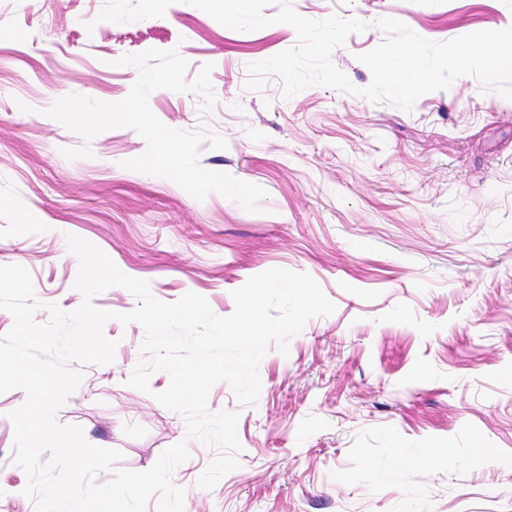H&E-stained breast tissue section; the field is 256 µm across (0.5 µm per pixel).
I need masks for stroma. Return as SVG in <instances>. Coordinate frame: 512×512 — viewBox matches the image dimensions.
<instances>
[{
  "label": "stroma",
  "mask_w": 512,
  "mask_h": 512,
  "mask_svg": "<svg viewBox=\"0 0 512 512\" xmlns=\"http://www.w3.org/2000/svg\"><path fill=\"white\" fill-rule=\"evenodd\" d=\"M105 2L0 0V265L30 272L36 321L82 302L71 234L164 302L194 292L226 316L233 290L284 268L310 274L337 309L309 320L288 355L269 349L255 404L227 383L211 389L208 411L238 412L242 445L212 489L198 479L217 449L187 439L183 417L154 398L168 374L152 372L146 392L126 384L142 358L138 323L105 324L115 359L81 366L57 421L135 471L187 441L171 475L185 512H512V100L472 76L409 111L317 85L287 99L275 78L249 90L247 65L294 45L291 26L236 31L185 0L100 23ZM292 5L367 23L331 55L359 88L371 82L359 54L385 38L379 19L436 42L512 27V0ZM151 48L178 49L189 82L212 64L209 114L199 96L166 89L149 105L171 128L225 137L200 164L263 187L257 211L124 168L146 149L132 129L87 143L47 116L70 94L122 101L138 72L119 58ZM84 146L88 157L63 154ZM25 399L0 394L5 486L27 482L8 417Z\"/></svg>",
  "instance_id": "1"
}]
</instances>
